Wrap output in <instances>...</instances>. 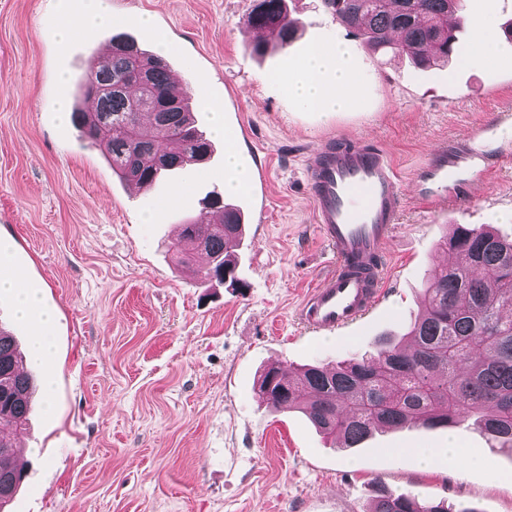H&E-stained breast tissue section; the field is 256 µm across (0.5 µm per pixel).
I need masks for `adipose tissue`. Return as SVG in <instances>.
<instances>
[{
    "label": "adipose tissue",
    "instance_id": "obj_1",
    "mask_svg": "<svg viewBox=\"0 0 512 512\" xmlns=\"http://www.w3.org/2000/svg\"><path fill=\"white\" fill-rule=\"evenodd\" d=\"M298 72V77L289 79L288 91L309 108L343 110L357 99L359 86L343 45L310 47L299 63ZM201 106L210 112L215 132L224 137V190L228 193L240 191L248 183V173L238 162L232 136L224 132L220 109L206 100Z\"/></svg>",
    "mask_w": 512,
    "mask_h": 512
}]
</instances>
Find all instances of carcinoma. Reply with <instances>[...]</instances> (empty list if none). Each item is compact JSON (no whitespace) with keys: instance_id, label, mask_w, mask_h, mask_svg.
Wrapping results in <instances>:
<instances>
[{"instance_id":"cac0c4a2","label":"carcinoma","mask_w":512,"mask_h":512,"mask_svg":"<svg viewBox=\"0 0 512 512\" xmlns=\"http://www.w3.org/2000/svg\"><path fill=\"white\" fill-rule=\"evenodd\" d=\"M461 0H322L323 7L349 30L376 48L394 51L425 67L448 61L458 39L448 15ZM245 24L275 35L280 47L296 37L299 22L287 0H254ZM399 32L390 42L388 32ZM167 60L125 34L112 37V57L92 63L78 83L76 98L95 96L89 116L75 107L73 120L104 145L112 172L124 184L147 185L170 170H186L213 152L195 125L190 96L170 93ZM153 121L146 124L142 117ZM212 221L186 219L181 237L171 243L178 254L184 242L206 253L193 270L201 280L235 278L230 249L243 233L239 210L213 195L205 203ZM440 245L459 254L451 267L435 270L422 288V310L410 323L404 345L379 338L373 349L334 365H303L292 371L278 364L258 381L261 401L275 409H297L343 448H356L375 433L420 422L428 428L461 423L490 435L512 452V239L490 227L451 225ZM33 378L24 370L13 335L0 327V474L18 481L0 487L5 512L24 479L13 463L12 438L29 425ZM369 512H476L445 500L394 494L381 488Z\"/></svg>"}]
</instances>
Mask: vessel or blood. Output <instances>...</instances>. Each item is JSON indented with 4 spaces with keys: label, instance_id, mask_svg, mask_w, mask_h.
<instances>
[{
    "label": "vessel or blood",
    "instance_id": "obj_1",
    "mask_svg": "<svg viewBox=\"0 0 512 512\" xmlns=\"http://www.w3.org/2000/svg\"><path fill=\"white\" fill-rule=\"evenodd\" d=\"M503 123L498 117L467 140L440 143L416 175L415 199L423 212L468 203V187L484 180L501 161L502 151L488 141ZM306 174L315 222L336 267L310 289L299 319L307 328L331 333L361 318L381 299L386 246L402 198L384 149L360 139L324 143Z\"/></svg>",
    "mask_w": 512,
    "mask_h": 512
}]
</instances>
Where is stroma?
Returning <instances> with one entry per match:
<instances>
[{
    "label": "stroma",
    "instance_id": "stroma-1",
    "mask_svg": "<svg viewBox=\"0 0 512 512\" xmlns=\"http://www.w3.org/2000/svg\"><path fill=\"white\" fill-rule=\"evenodd\" d=\"M113 26L60 43L84 0H0V272L41 295L53 316L51 359L31 366L35 410L19 441L26 478L10 512H369L377 485L445 499L468 512H512V455L466 427L411 425L360 447L332 446L297 411L259 401L273 363L336 362L404 334L419 290L447 255L448 224H488L512 237V162L481 197L447 214L421 212L412 180L434 148L512 113V0H467L496 20L497 63L459 58L416 68L373 51L320 0H290L300 22L286 48L252 52V0H109ZM150 14V26L138 23ZM131 35L180 70L187 93L223 110L249 185L231 197L244 234L241 287L188 275L168 249L172 224L199 217L224 189V143L192 170L130 194L102 150L61 123L63 82H75L113 32ZM343 41L356 65L357 103L313 111L286 78L312 44ZM386 149L404 206L388 250L383 298L357 325L326 337L298 319L309 287L335 267L306 194V164L329 138ZM455 444L462 456L421 463L418 448Z\"/></svg>",
    "mask_w": 512,
    "mask_h": 512
}]
</instances>
